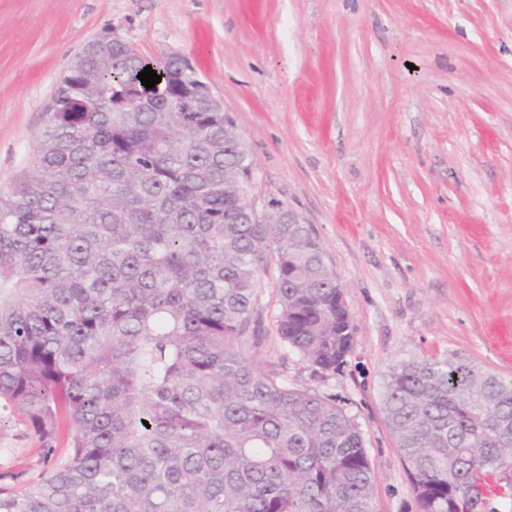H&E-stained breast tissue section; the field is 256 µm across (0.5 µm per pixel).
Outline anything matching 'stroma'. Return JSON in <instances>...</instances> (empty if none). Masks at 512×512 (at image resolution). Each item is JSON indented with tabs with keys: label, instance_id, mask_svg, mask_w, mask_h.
<instances>
[{
	"label": "stroma",
	"instance_id": "stroma-1",
	"mask_svg": "<svg viewBox=\"0 0 512 512\" xmlns=\"http://www.w3.org/2000/svg\"><path fill=\"white\" fill-rule=\"evenodd\" d=\"M107 29L186 58L236 123L257 211L279 201L312 226L355 343L324 375L281 343L271 256L258 358L340 401L374 512H417L384 412L390 365L448 353L512 379L489 340L512 335V0H0V188L34 172L58 81ZM69 443L0 399L1 483L37 478Z\"/></svg>",
	"mask_w": 512,
	"mask_h": 512
}]
</instances>
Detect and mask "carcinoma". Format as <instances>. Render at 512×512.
<instances>
[{
	"label": "carcinoma",
	"mask_w": 512,
	"mask_h": 512,
	"mask_svg": "<svg viewBox=\"0 0 512 512\" xmlns=\"http://www.w3.org/2000/svg\"><path fill=\"white\" fill-rule=\"evenodd\" d=\"M161 75L147 89L144 67ZM189 63L91 40L59 81L33 175L0 188V398L64 461L0 512H373L375 473L336 397L257 361L276 331L318 374L355 339L309 224L241 218L250 156ZM387 423L420 512L512 504V380L456 354L389 369Z\"/></svg>",
	"instance_id": "cac0c4a2"
}]
</instances>
